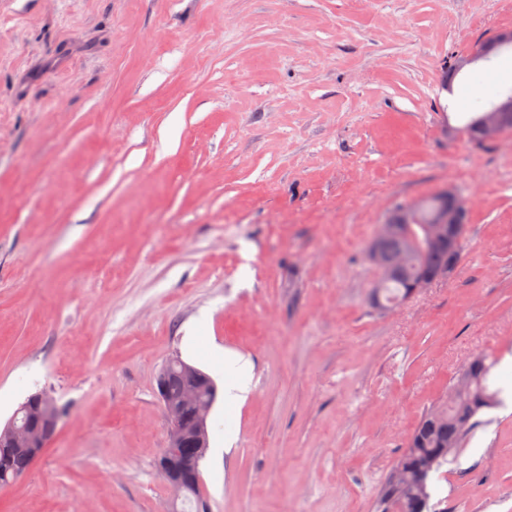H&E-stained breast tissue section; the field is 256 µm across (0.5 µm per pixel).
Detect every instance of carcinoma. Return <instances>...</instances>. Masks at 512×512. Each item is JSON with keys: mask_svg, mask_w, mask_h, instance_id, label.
<instances>
[{"mask_svg": "<svg viewBox=\"0 0 512 512\" xmlns=\"http://www.w3.org/2000/svg\"><path fill=\"white\" fill-rule=\"evenodd\" d=\"M432 213L431 201H426L418 219L410 221L407 214L394 216L395 232L379 241L368 258L392 272L386 282L376 285L372 300L381 307H395L407 301L413 287L432 281L435 274L458 263L460 253L446 244L430 241L426 226ZM494 361L485 354L472 356L470 378L455 380L448 397L427 410L413 430L409 442L393 466L385 483L379 512H388L392 502L404 497L416 503L419 512H438L433 501V477L448 461L456 458L467 437L480 424L479 415L502 401L501 391L490 384ZM11 464L0 472V486L11 484L32 463L30 449H10ZM201 485L183 495L179 512H199Z\"/></svg>", "mask_w": 512, "mask_h": 512, "instance_id": "obj_1", "label": "carcinoma"}]
</instances>
